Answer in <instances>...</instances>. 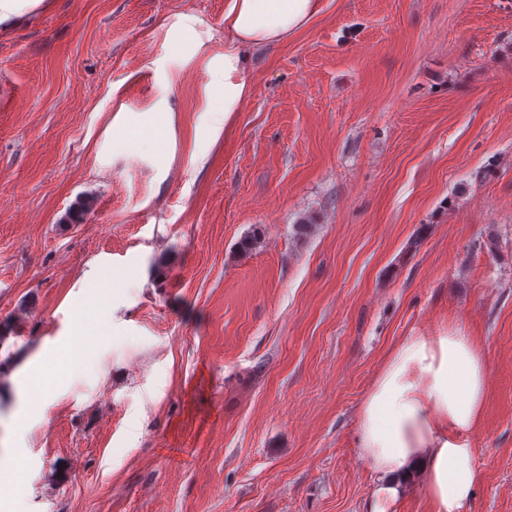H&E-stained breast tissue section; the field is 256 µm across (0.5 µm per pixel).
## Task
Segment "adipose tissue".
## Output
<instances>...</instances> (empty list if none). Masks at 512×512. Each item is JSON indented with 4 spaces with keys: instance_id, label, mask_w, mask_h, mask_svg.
Segmentation results:
<instances>
[{
    "instance_id": "1",
    "label": "adipose tissue",
    "mask_w": 512,
    "mask_h": 512,
    "mask_svg": "<svg viewBox=\"0 0 512 512\" xmlns=\"http://www.w3.org/2000/svg\"><path fill=\"white\" fill-rule=\"evenodd\" d=\"M319 10L320 0H229L224 82L213 91L224 113L237 111L246 92L237 46L283 41ZM488 382L484 347L460 326L392 346L356 411V446L377 480L369 512H387L414 474L433 512H460L477 485L469 434L483 418Z\"/></svg>"
}]
</instances>
